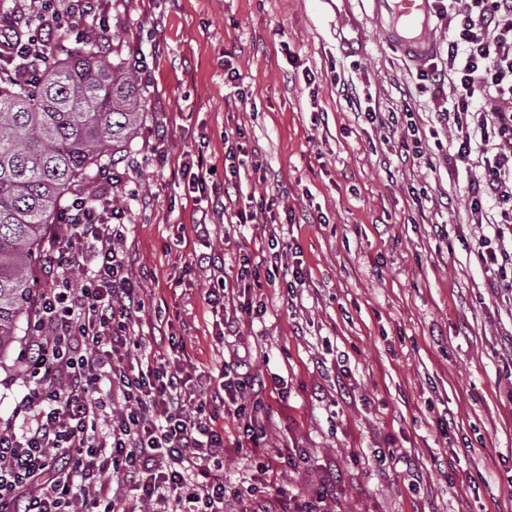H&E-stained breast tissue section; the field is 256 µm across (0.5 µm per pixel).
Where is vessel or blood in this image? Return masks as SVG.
Instances as JSON below:
<instances>
[{"label": "vessel or blood", "instance_id": "b4317fda", "mask_svg": "<svg viewBox=\"0 0 512 512\" xmlns=\"http://www.w3.org/2000/svg\"><path fill=\"white\" fill-rule=\"evenodd\" d=\"M374 12L387 16L389 41L412 60L426 59L432 44L428 33L433 24L430 0H372Z\"/></svg>", "mask_w": 512, "mask_h": 512}]
</instances>
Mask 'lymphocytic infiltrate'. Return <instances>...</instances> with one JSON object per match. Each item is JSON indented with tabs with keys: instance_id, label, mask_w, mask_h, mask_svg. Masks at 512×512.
Listing matches in <instances>:
<instances>
[{
	"instance_id": "f902f5d3",
	"label": "lymphocytic infiltrate",
	"mask_w": 512,
	"mask_h": 512,
	"mask_svg": "<svg viewBox=\"0 0 512 512\" xmlns=\"http://www.w3.org/2000/svg\"><path fill=\"white\" fill-rule=\"evenodd\" d=\"M454 36L425 80L448 84L435 127L403 125L397 154L424 158V136L446 133L454 161L481 169L469 188L471 214L494 199L492 232L471 253L492 292L512 291V0H432ZM21 13H0V56L16 57L13 78L34 79L45 55V29L15 44ZM483 108H474L475 97ZM108 196L76 193L49 245V279L37 291L31 336L21 357L22 393L0 422V512H121L105 483L120 476L148 512H224V431L233 411L246 440L265 437L243 394L261 404L266 385L240 363L218 375L216 391L190 402L184 349L143 360L135 333L141 285L116 247L127 227L112 223Z\"/></svg>"
}]
</instances>
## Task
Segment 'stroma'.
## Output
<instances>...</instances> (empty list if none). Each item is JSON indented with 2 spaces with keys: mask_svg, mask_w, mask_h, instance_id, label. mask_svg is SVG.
Here are the masks:
<instances>
[{
  "mask_svg": "<svg viewBox=\"0 0 512 512\" xmlns=\"http://www.w3.org/2000/svg\"><path fill=\"white\" fill-rule=\"evenodd\" d=\"M337 14L331 0H103L102 54L146 90L135 139L112 171L120 247L141 277L142 353L185 345V368L215 374L247 362L266 386L267 436L224 430L226 512L235 488L264 483L297 498L319 492L329 512H512V297L492 294L468 242L473 170L399 163V125L368 123L349 105L353 80L382 112H414L430 129L445 91L419 92L418 66L385 38L369 5ZM242 128L267 172L240 168L244 194L272 204L243 228L198 212L184 160L204 157L207 191L224 195V133ZM427 189L426 200L414 194ZM276 232H269V225ZM463 238L445 244L432 227ZM247 253L301 267L253 292L258 315L219 337L209 292L215 259ZM453 411L457 425L437 421ZM394 450L379 465L377 451ZM459 462L433 463L449 450ZM275 463L263 473L258 458Z\"/></svg>",
  "mask_w": 512,
  "mask_h": 512,
  "instance_id": "1",
  "label": "stroma"
}]
</instances>
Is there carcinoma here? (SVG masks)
<instances>
[{
    "label": "carcinoma",
    "instance_id": "cac0c4a2",
    "mask_svg": "<svg viewBox=\"0 0 512 512\" xmlns=\"http://www.w3.org/2000/svg\"><path fill=\"white\" fill-rule=\"evenodd\" d=\"M145 107L138 76L83 42L51 51L37 81L0 80V357L36 302L45 226L135 137Z\"/></svg>",
    "mask_w": 512,
    "mask_h": 512
}]
</instances>
